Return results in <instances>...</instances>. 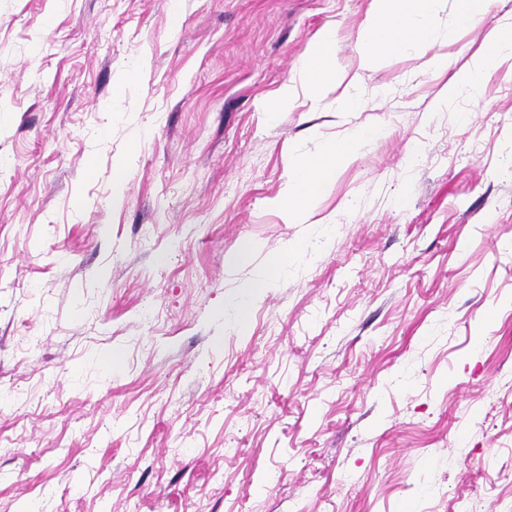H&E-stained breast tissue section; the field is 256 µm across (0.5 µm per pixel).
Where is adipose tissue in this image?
Listing matches in <instances>:
<instances>
[{"label": "adipose tissue", "mask_w": 512, "mask_h": 512, "mask_svg": "<svg viewBox=\"0 0 512 512\" xmlns=\"http://www.w3.org/2000/svg\"><path fill=\"white\" fill-rule=\"evenodd\" d=\"M436 0H370L361 32V69L373 67L380 56L407 47L427 48L438 40H451L453 31L437 34L432 24ZM335 34L326 31L296 68L295 79L282 84L277 103L288 109L305 97L315 98L337 80L334 52ZM363 135L324 141L317 155L293 166L285 192L276 205L284 215L307 209L325 185L331 184L337 169L348 162L363 142Z\"/></svg>", "instance_id": "ef3b65f1"}]
</instances>
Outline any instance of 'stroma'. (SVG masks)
<instances>
[{
  "instance_id": "obj_1",
  "label": "stroma",
  "mask_w": 512,
  "mask_h": 512,
  "mask_svg": "<svg viewBox=\"0 0 512 512\" xmlns=\"http://www.w3.org/2000/svg\"><path fill=\"white\" fill-rule=\"evenodd\" d=\"M368 6L0 0V512H512V58L436 103L512 0L364 71ZM335 34L329 30L301 60L295 73L298 80L291 79L277 91L278 106L287 110L299 99V94L314 99L328 85L337 84L336 58L334 52ZM367 138L369 135L359 134L349 139L325 140L317 155L294 165L286 190L276 201L281 212L288 218L306 210L323 187L333 182L336 169L348 162Z\"/></svg>"
}]
</instances>
